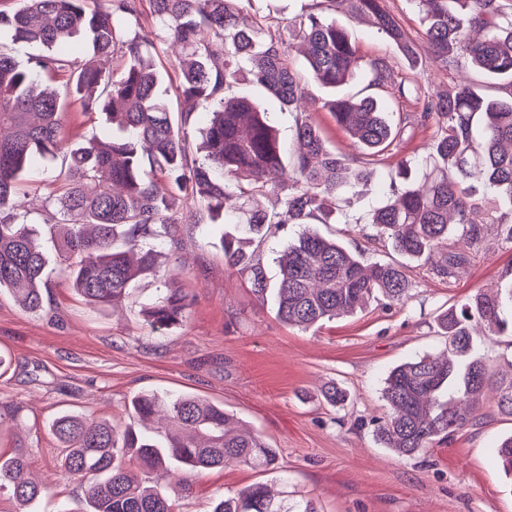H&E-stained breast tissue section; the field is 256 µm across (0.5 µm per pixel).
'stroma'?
I'll return each instance as SVG.
<instances>
[{
    "mask_svg": "<svg viewBox=\"0 0 512 512\" xmlns=\"http://www.w3.org/2000/svg\"><path fill=\"white\" fill-rule=\"evenodd\" d=\"M328 17L349 32L362 58L389 60L396 78L440 90L464 75L486 95L506 94L504 85L471 66L446 71L426 53L409 63L369 16L339 9ZM234 91L269 112L285 152H292L294 114L281 111L250 82H240ZM382 98L403 132L379 158L362 154L330 112L312 114L329 147L348 156L352 168L369 173L368 180L340 195L335 215L318 230L369 263L399 259L370 224L389 196V173L407 159L412 178L419 180L440 164L432 151L439 118L423 117L414 98L387 92ZM63 133L108 141L112 126L73 100L63 113ZM173 208L183 226V248L163 257L162 266L177 273L191 299L183 325L160 334L140 318V307L163 286L156 278L138 281L130 300L112 312L90 306L59 272L49 277L51 307L43 314H30L9 294L0 295V357L7 362L0 399L22 407L20 421L0 426V448L23 445L30 475L50 484L51 493L34 512H73L83 496L80 482L59 472L50 421L63 411L121 421L127 400L145 391H189L222 404L279 451L277 468L264 473L245 466L215 468L193 478L187 496L169 485L179 512H207L216 495L259 481L286 501L312 499L319 512H512V475L494 458L500 440L512 434V417L493 403L483 404L472 426L412 459L382 448L370 426L386 412L387 371L444 349L440 312L465 302L475 289L512 286L511 243L496 241L473 251L468 267L450 281L423 263L409 262L413 289L407 304L389 308L375 299L354 315L305 330L281 322L274 296L257 300L248 279L225 265L220 227L197 223L194 209L182 199H175ZM327 382L347 391L344 406L326 402L321 387Z\"/></svg>",
    "mask_w": 512,
    "mask_h": 512,
    "instance_id": "35a3bbf8",
    "label": "stroma"
}]
</instances>
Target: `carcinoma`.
Segmentation results:
<instances>
[{
  "mask_svg": "<svg viewBox=\"0 0 512 512\" xmlns=\"http://www.w3.org/2000/svg\"><path fill=\"white\" fill-rule=\"evenodd\" d=\"M149 5L153 28L130 34L119 21L140 23V2ZM14 12L0 11V30L16 41L42 49L22 67L0 52V214L14 208L21 183L33 166L62 155L68 179L59 195L35 197L61 215L53 247L38 230L17 218L0 219V293L8 292L25 310H47L44 290L56 268L93 307L108 311L124 304L140 279L160 276V249L182 247L174 197L193 204L200 224H232L221 237L225 264L248 276L254 294L268 292L256 251L270 237L299 224L279 259L280 279L273 289L276 314L285 324L310 328L354 314L372 298L404 305L412 282L398 263L367 264L339 242L308 225L327 222L330 203L340 192L367 178L348 159L331 150L321 128L300 109L304 79L336 90L361 75L366 89L420 93L395 81L383 59L358 55L348 33L321 15L343 5L355 15H370L381 33L403 53L414 55L397 18L382 0H319L316 10L296 16L288 28L306 46V74L288 57L281 32L262 17L238 7L242 0H22ZM425 23L426 39L446 69L468 63L512 88V13L504 0H412ZM86 38L92 57L77 63L55 49L76 36ZM168 43L181 47L176 85L180 112L159 92L162 75L154 54ZM117 54L118 73H106L95 58ZM68 73L64 92L42 87L41 77ZM250 79L296 113V149L283 161L278 132L266 113L232 92L239 78ZM86 107L104 113L122 132L110 142L95 138L70 142L62 135L61 114L70 92ZM336 125L372 154L388 148L401 133L393 113L371 95L333 97L324 103ZM211 111L201 132L199 154L190 151L187 130L194 113ZM443 119L434 152L443 166L418 186L391 180L392 199L372 215L377 235L412 261L434 256L433 274L450 279L469 262V249L484 241V225L498 226L499 238L512 243V211L493 217L474 199L489 186L512 206V93L491 97L469 83L427 96L426 113ZM163 175L171 196L156 194ZM282 194L279 210L253 207L255 196ZM456 234L466 248L448 249ZM141 310L154 329L168 330L188 317L190 303L175 282ZM512 304V288L479 289L460 307L438 317L445 338L440 354L424 353L391 369L382 396L388 411L371 421L376 439L400 457L414 458L435 442L470 426L485 398L512 416V375L494 378L478 355L474 325L490 334L506 330L501 318ZM129 422L114 424L88 415L61 413L50 430L62 445L61 475L79 478L84 496L64 512H176L165 483L214 468H276L278 453L259 434L234 433L224 405L198 395L141 392L126 407ZM498 465L512 474V435L496 450ZM23 447L0 453V491L19 512L49 490L28 480ZM210 512H317L311 500L291 505L275 499L267 485L255 483L216 497Z\"/></svg>",
  "mask_w": 512,
  "mask_h": 512,
  "instance_id": "cac0c4a2",
  "label": "carcinoma"
}]
</instances>
